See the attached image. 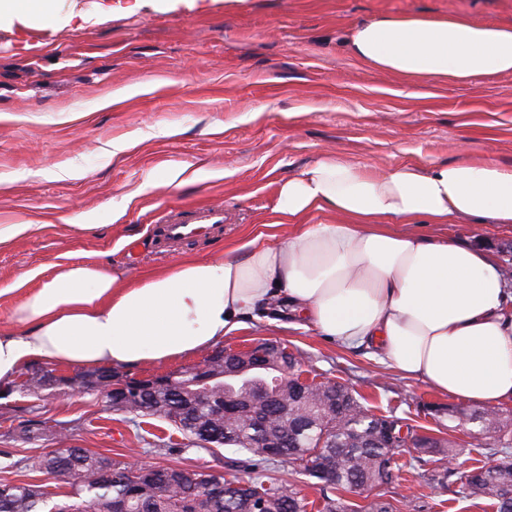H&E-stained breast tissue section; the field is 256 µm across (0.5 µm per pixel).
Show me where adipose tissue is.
Here are the masks:
<instances>
[{"label": "adipose tissue", "instance_id": "ef3b65f1", "mask_svg": "<svg viewBox=\"0 0 512 512\" xmlns=\"http://www.w3.org/2000/svg\"><path fill=\"white\" fill-rule=\"evenodd\" d=\"M348 43L363 64L413 86L512 73V28L461 16H385L355 25ZM461 219L512 224V167L466 158L380 170L323 156L281 182L268 236L243 249L142 273L93 260L39 270L0 327V387L35 361L188 357L280 300L344 348L497 407L512 401V285L491 252L414 230Z\"/></svg>", "mask_w": 512, "mask_h": 512}]
</instances>
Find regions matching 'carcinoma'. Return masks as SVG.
Segmentation results:
<instances>
[{
  "label": "carcinoma",
  "mask_w": 512,
  "mask_h": 512,
  "mask_svg": "<svg viewBox=\"0 0 512 512\" xmlns=\"http://www.w3.org/2000/svg\"><path fill=\"white\" fill-rule=\"evenodd\" d=\"M264 351L266 365L256 367L249 358L223 356L213 351L204 360L210 386L197 389L200 366L182 368L155 377L152 389L155 405L137 411L142 417L157 418L179 431L190 445L203 449L223 447L237 456L248 473V486L233 488L236 476L198 470L192 476L183 470L167 469L164 487L136 474L120 461L86 448L35 454L26 458V469L69 480L70 491L58 499L40 486L29 483L0 485V512H112V506L126 501L127 512H245L248 499L264 503L262 512H400L404 502L393 504L374 497L363 505L333 498L336 490H361L391 482L397 460L404 449H416V461L428 463L433 454L441 459L459 454L457 444L445 438L421 434L403 419L371 412L345 384H336V402H331L326 383L309 379L299 383L301 395L293 399L281 392L288 410L272 407L257 411L251 393L285 374L300 378L304 361L282 346L265 342L255 345ZM240 398L239 415L224 419V396ZM448 416L473 425L472 431L494 434V458L464 476L462 493L493 501L502 512L503 498L512 495V419L494 410L468 413L450 409ZM288 430V466L293 474L313 479L320 491L319 502L308 500L293 481L268 476L275 461L264 454L260 442L279 438ZM335 472L336 479L328 478Z\"/></svg>",
  "instance_id": "carcinoma-1"
}]
</instances>
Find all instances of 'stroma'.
I'll return each mask as SVG.
<instances>
[{
  "label": "stroma",
  "instance_id": "stroma-1",
  "mask_svg": "<svg viewBox=\"0 0 512 512\" xmlns=\"http://www.w3.org/2000/svg\"><path fill=\"white\" fill-rule=\"evenodd\" d=\"M458 13L512 26V0H58L51 22L0 25V225H25L0 245V321L21 300L14 283L54 262L96 260L132 272L203 258L246 243L267 221L284 178L325 154L391 168L461 154L512 165V74L470 84L407 85L362 65L347 45L356 23L384 15ZM79 166L78 178H59ZM223 204L222 237L157 248L150 226L166 209ZM490 251L512 281V226L427 224ZM287 346L319 380L342 382L377 414L431 435L449 431L455 399L347 350L291 317L265 313L225 336L235 351ZM32 431L18 437L21 425ZM86 448L146 467L231 476L224 449L182 445L167 422L107 406L95 394L0 388V483L52 493L67 484L25 469L28 456ZM466 447L447 485L404 456L385 499L413 512H495L461 494V476L486 460Z\"/></svg>",
  "mask_w": 512,
  "mask_h": 512
}]
</instances>
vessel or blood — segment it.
Instances as JSON below:
<instances>
[{
  "label": "vessel or blood",
  "mask_w": 512,
  "mask_h": 512,
  "mask_svg": "<svg viewBox=\"0 0 512 512\" xmlns=\"http://www.w3.org/2000/svg\"><path fill=\"white\" fill-rule=\"evenodd\" d=\"M226 216L223 206L199 204L165 211L153 224L155 240L164 245L187 244L205 234L221 231Z\"/></svg>",
  "instance_id": "obj_1"
}]
</instances>
